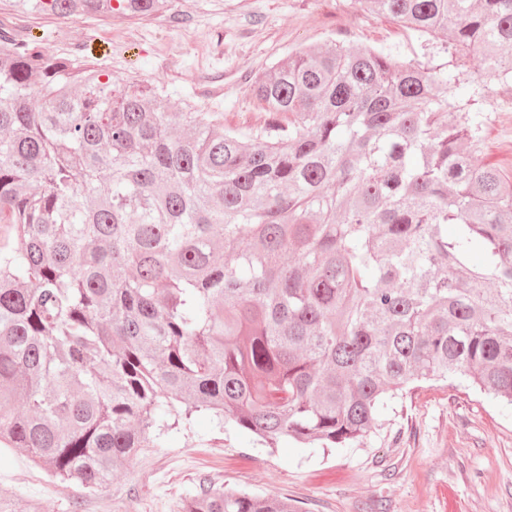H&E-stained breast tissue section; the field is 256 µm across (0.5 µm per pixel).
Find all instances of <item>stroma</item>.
I'll return each mask as SVG.
<instances>
[{
  "label": "stroma",
  "instance_id": "35a3bbf8",
  "mask_svg": "<svg viewBox=\"0 0 512 512\" xmlns=\"http://www.w3.org/2000/svg\"><path fill=\"white\" fill-rule=\"evenodd\" d=\"M0 29L78 56L112 83L162 86L188 112H220L225 125L260 124L253 77L289 54L333 42L390 48L423 60L425 46L356 0H172L153 18L0 14ZM482 112L485 162L512 169V84L490 85ZM296 501L299 512H512V405L454 381L416 383L382 410L364 444L322 453L271 452L209 421L144 448L105 487L89 492L53 479L21 452L0 450V494L44 512H180L200 484Z\"/></svg>",
  "mask_w": 512,
  "mask_h": 512
}]
</instances>
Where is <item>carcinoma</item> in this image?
<instances>
[{"mask_svg": "<svg viewBox=\"0 0 512 512\" xmlns=\"http://www.w3.org/2000/svg\"><path fill=\"white\" fill-rule=\"evenodd\" d=\"M169 0H0L67 20ZM512 82V0H358ZM0 31V443L106 484L207 417L269 448L362 443L464 380L512 402V175L448 64L330 43L251 84L263 123L182 112ZM182 512H298L202 484Z\"/></svg>", "mask_w": 512, "mask_h": 512, "instance_id": "carcinoma-1", "label": "carcinoma"}]
</instances>
